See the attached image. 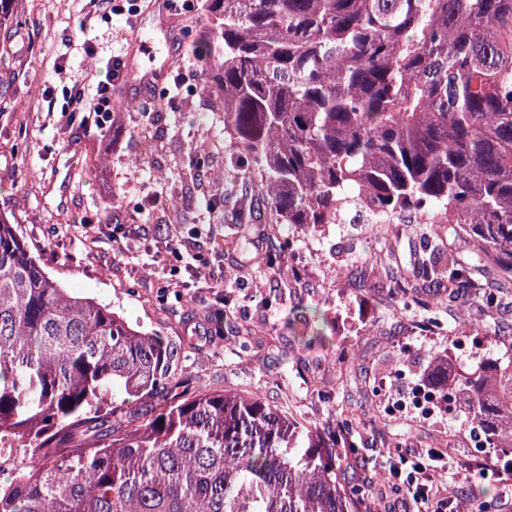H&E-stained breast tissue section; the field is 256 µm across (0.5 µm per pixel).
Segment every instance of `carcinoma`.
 Instances as JSON below:
<instances>
[{"instance_id": "1", "label": "carcinoma", "mask_w": 512, "mask_h": 512, "mask_svg": "<svg viewBox=\"0 0 512 512\" xmlns=\"http://www.w3.org/2000/svg\"><path fill=\"white\" fill-rule=\"evenodd\" d=\"M222 60L224 172L257 187L256 224L413 214L463 243L424 275L512 283V0H207ZM509 351L455 379L496 445ZM173 346L52 277L0 214V512H356L333 417L257 393L166 389Z\"/></svg>"}]
</instances>
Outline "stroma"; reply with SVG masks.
Here are the masks:
<instances>
[{
	"mask_svg": "<svg viewBox=\"0 0 512 512\" xmlns=\"http://www.w3.org/2000/svg\"><path fill=\"white\" fill-rule=\"evenodd\" d=\"M175 70L193 68L182 87L165 80L154 112L123 109L106 136L97 130L71 135L61 107L70 90L92 99L102 68L122 54L129 31L124 19H104L97 0H26L13 27L0 29V68L13 80L0 86V214L17 222L43 268L79 292L110 303L128 320L156 329L177 349L169 387L178 395L249 390L269 404L312 421L332 412L361 420L350 457L388 458V447L411 440L423 447L448 444L459 469L487 466L474 457L447 421L381 413L379 377L404 387V366L429 370L431 351L448 348L461 331L454 305L440 293L430 307L403 305L377 288L375 275L412 274L415 255L426 254L430 225L402 219L401 233L385 224H327L310 231L280 227L253 245L272 256L274 267L242 272L246 289L215 295L207 288H180L172 274L177 260L168 240L207 252L235 232V212L251 186L226 176L189 179L194 146L204 142L207 170L224 164V115L215 98L199 90L201 74L220 49L206 15L187 19ZM35 36L33 52L8 50L24 31ZM92 46L94 57L84 48ZM52 93L56 110L43 100ZM160 202L140 212L145 194ZM92 220L96 244L85 240L83 220ZM149 224L151 240L130 238V252L113 262L108 245L124 225ZM160 250L145 269V247ZM319 311L322 339L293 314ZM272 335L260 346L244 340L241 326ZM351 357L345 367L343 357Z\"/></svg>",
	"mask_w": 512,
	"mask_h": 512,
	"instance_id": "stroma-1",
	"label": "stroma"
}]
</instances>
